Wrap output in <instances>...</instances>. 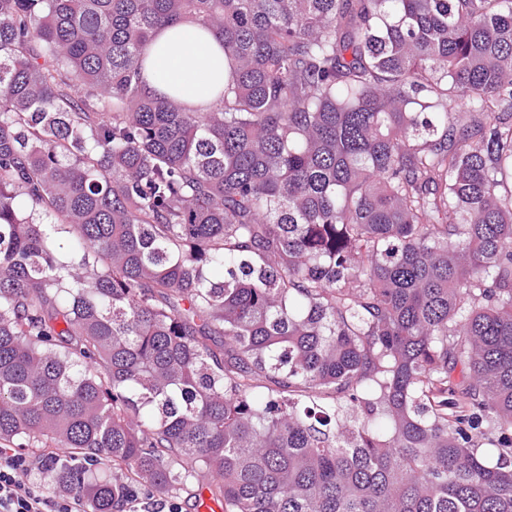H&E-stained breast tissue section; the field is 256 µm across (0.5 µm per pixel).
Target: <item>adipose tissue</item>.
<instances>
[{"label": "adipose tissue", "instance_id": "adipose-tissue-1", "mask_svg": "<svg viewBox=\"0 0 512 512\" xmlns=\"http://www.w3.org/2000/svg\"><path fill=\"white\" fill-rule=\"evenodd\" d=\"M148 87L175 94L193 109L216 104L224 90V47L196 23L183 21L162 28L145 55Z\"/></svg>", "mask_w": 512, "mask_h": 512}]
</instances>
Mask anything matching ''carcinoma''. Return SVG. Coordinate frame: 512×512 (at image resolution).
Instances as JSON below:
<instances>
[{
    "mask_svg": "<svg viewBox=\"0 0 512 512\" xmlns=\"http://www.w3.org/2000/svg\"><path fill=\"white\" fill-rule=\"evenodd\" d=\"M0 446L91 512H512V0H0ZM145 61L148 87L193 109L207 110L224 91V46L189 20L158 30Z\"/></svg>",
    "mask_w": 512,
    "mask_h": 512,
    "instance_id": "carcinoma-1",
    "label": "carcinoma"
}]
</instances>
